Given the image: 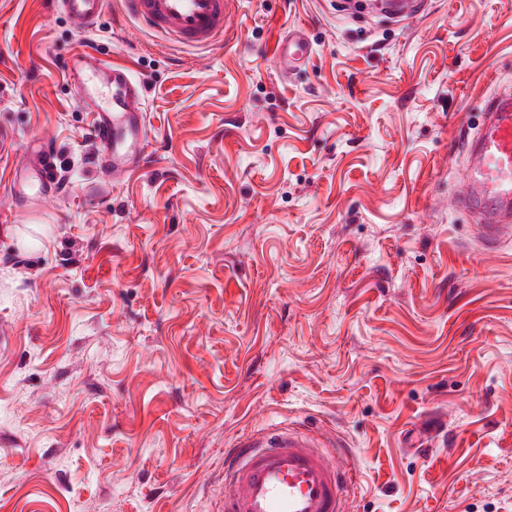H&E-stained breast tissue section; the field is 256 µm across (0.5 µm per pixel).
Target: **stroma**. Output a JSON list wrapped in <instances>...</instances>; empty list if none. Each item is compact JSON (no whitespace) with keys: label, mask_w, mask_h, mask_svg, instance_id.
I'll use <instances>...</instances> for the list:
<instances>
[{"label":"stroma","mask_w":512,"mask_h":512,"mask_svg":"<svg viewBox=\"0 0 512 512\" xmlns=\"http://www.w3.org/2000/svg\"><path fill=\"white\" fill-rule=\"evenodd\" d=\"M176 46L108 0H0V128L63 193L0 223V505L222 512L224 450L309 430L346 512H512V241L451 208L512 86V0H234ZM303 29L311 55L270 50ZM128 63L150 145L109 182L66 57ZM107 0H52L53 8L67 17L75 32L83 36L93 29L105 11Z\"/></svg>","instance_id":"35a3bbf8"}]
</instances>
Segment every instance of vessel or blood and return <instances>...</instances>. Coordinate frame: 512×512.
Here are the masks:
<instances>
[{"label":"vessel or blood","instance_id":"1","mask_svg":"<svg viewBox=\"0 0 512 512\" xmlns=\"http://www.w3.org/2000/svg\"><path fill=\"white\" fill-rule=\"evenodd\" d=\"M132 16L167 42L208 46L228 30L231 0H125ZM78 35L93 29L106 0H52ZM309 56L308 40L293 30L273 50L288 69ZM68 73L79 102L93 115L92 138L101 168L120 178L137 168L148 148L144 84L130 67L85 52L71 53ZM470 176L453 202L480 221L491 244L512 237V93L485 99L479 130L468 140ZM15 137L0 130V159H11L9 191L16 204L61 195L48 143L15 161ZM352 483L348 468L332 464L308 434L278 428L224 451V512H344Z\"/></svg>","mask_w":512,"mask_h":512}]
</instances>
